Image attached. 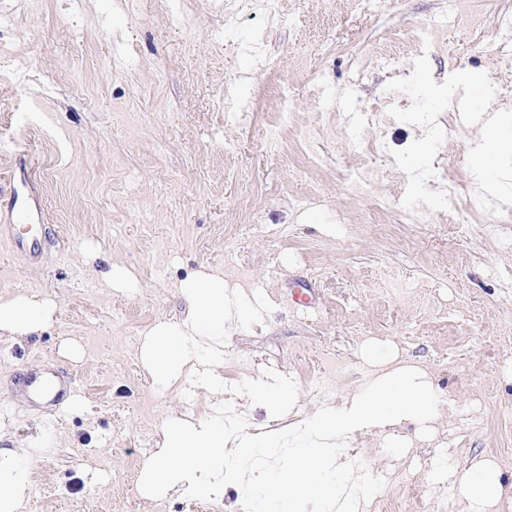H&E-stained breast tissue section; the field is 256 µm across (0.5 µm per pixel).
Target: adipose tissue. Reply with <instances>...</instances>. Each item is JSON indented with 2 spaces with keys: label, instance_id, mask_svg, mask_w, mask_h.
<instances>
[{
  "label": "adipose tissue",
  "instance_id": "obj_1",
  "mask_svg": "<svg viewBox=\"0 0 512 512\" xmlns=\"http://www.w3.org/2000/svg\"><path fill=\"white\" fill-rule=\"evenodd\" d=\"M178 291L188 304L187 318L160 321L147 331L141 359L157 389L183 377H195L215 403H223L224 322L243 323L253 316L249 302L230 298L223 276L213 270L182 281ZM52 302L17 293L0 296V335L32 336L54 318ZM443 399L421 373L400 367L380 375L353 400L321 412L288 433V445L242 432L230 436L222 415L197 420L170 419L159 430L161 443L147 464L141 484L151 493L178 488L195 494L215 493L225 481L250 489L255 512H358L360 499L375 488L366 475H354L341 459L349 436L384 430L443 416ZM15 450L0 451V512H21L29 485ZM287 473V495L273 487L275 473ZM458 491L470 512H488L500 499L512 497V483L483 460L472 461L458 476Z\"/></svg>",
  "mask_w": 512,
  "mask_h": 512
}]
</instances>
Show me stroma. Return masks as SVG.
I'll list each match as a JSON object with an SVG mask.
<instances>
[{
    "label": "stroma",
    "mask_w": 512,
    "mask_h": 512,
    "mask_svg": "<svg viewBox=\"0 0 512 512\" xmlns=\"http://www.w3.org/2000/svg\"><path fill=\"white\" fill-rule=\"evenodd\" d=\"M279 6L278 22L239 0H139L133 13L121 0H0V179L15 187L0 217L36 198L43 239L37 263L0 246V295L57 306L39 334L0 336V449L26 451L25 512H253L231 482L208 496L139 483L164 420L214 412L192 379L157 392L140 355L158 320L186 317L178 285L206 266L255 307L224 342L238 423L280 437L340 407L375 379V348L428 369L452 403L430 433L400 425L404 452L349 440L363 471L395 475L382 512H433L444 455L460 469L489 460L512 482V206H479L477 128L453 103L427 186L460 191L437 223H415L392 153L424 132L386 114L410 106L386 85L421 55L439 83L486 72L512 107V0ZM115 263L135 287H106ZM70 339L79 359L61 352ZM39 363L67 369L82 411L17 400ZM327 373L330 397L314 388ZM280 380L296 395L276 414L244 389Z\"/></svg>",
    "instance_id": "obj_1"
}]
</instances>
